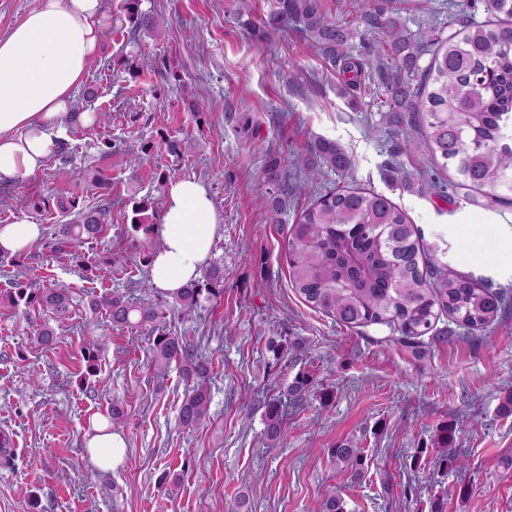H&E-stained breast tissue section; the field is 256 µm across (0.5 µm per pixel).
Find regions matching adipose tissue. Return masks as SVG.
Returning <instances> with one entry per match:
<instances>
[{"label":"adipose tissue","mask_w":512,"mask_h":512,"mask_svg":"<svg viewBox=\"0 0 512 512\" xmlns=\"http://www.w3.org/2000/svg\"><path fill=\"white\" fill-rule=\"evenodd\" d=\"M100 0H39L0 37V183L35 172L65 128L72 93L100 40ZM162 241L150 265L151 282L171 295L199 276L211 257L219 224L206 187L171 183L162 213ZM85 446L95 467L125 456L124 436L104 419L92 422Z\"/></svg>","instance_id":"1"}]
</instances>
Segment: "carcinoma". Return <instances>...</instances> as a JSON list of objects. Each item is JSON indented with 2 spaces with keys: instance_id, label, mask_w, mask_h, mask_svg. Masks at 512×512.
Returning <instances> with one entry per match:
<instances>
[{
  "instance_id": "1",
  "label": "carcinoma",
  "mask_w": 512,
  "mask_h": 512,
  "mask_svg": "<svg viewBox=\"0 0 512 512\" xmlns=\"http://www.w3.org/2000/svg\"><path fill=\"white\" fill-rule=\"evenodd\" d=\"M324 0H278L269 24L296 20L304 24L318 47L338 66L339 95L360 107L370 98L382 112L385 128L403 134L397 157L427 156L448 174L430 178L426 171L400 163L385 178L402 189L419 187L449 200L495 210L512 209V0H485L488 14L499 23L468 20L450 33L427 27L411 34L398 5L407 0H382L371 18L376 35L370 54L358 60L344 52L353 38L352 29L328 18ZM132 34L158 33L163 21L140 9V0H124ZM430 54L422 68L421 57ZM166 152L181 157L191 150L185 138L161 137ZM292 163L304 175V182L320 185L324 169L343 174L353 160L335 142L318 140L306 154H296ZM84 184L73 182L68 195L56 201L63 214L74 215L68 224L58 225V248L72 249V259L89 278L95 276L107 258L75 250L99 241L106 232L107 212L83 205ZM0 203L9 208L42 212L45 200L29 196L4 195ZM287 201L274 196L269 201L268 221L282 223ZM160 214L150 199L134 201L128 234L132 244L158 233ZM288 280L300 298L313 309L350 329L385 326L398 341L415 351L425 343H446L448 329L438 327L447 319L469 333L484 331L512 309V291L493 289L486 278L456 271L439 257L440 248L428 243L407 213L390 198L373 190L334 185L319 192L287 228L282 248ZM224 294V272L213 267L207 278L196 280L172 296V309L182 319L199 314L201 301H215ZM69 285L40 288L31 282L15 281L0 290V305L24 307L33 335L43 346L58 342L48 324L38 315L66 314L71 306ZM90 309L105 311L110 327L137 325L149 332L151 364L157 379L165 376L171 363L181 365L187 388L180 406L182 426L194 429L210 419L209 368L198 346L185 336L167 329L162 312L149 300L133 301L118 291L92 298ZM267 349L275 361L301 350L292 339L271 338ZM85 370L81 383L87 387L99 371L94 345L85 347ZM314 377L298 371L288 384V400L303 404L313 388ZM268 440L282 434V400L272 398L265 405ZM455 428L445 425L436 435L437 463L446 469L456 458ZM340 471L353 479L365 470L364 451L356 441L343 440L329 449Z\"/></svg>"
}]
</instances>
